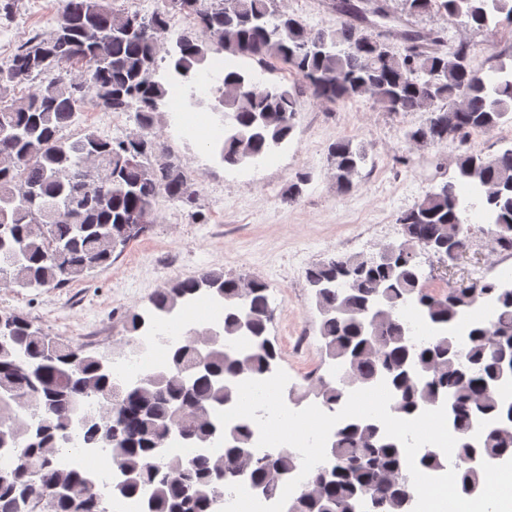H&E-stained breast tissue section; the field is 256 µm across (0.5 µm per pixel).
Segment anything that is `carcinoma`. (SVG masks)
<instances>
[{
	"mask_svg": "<svg viewBox=\"0 0 512 512\" xmlns=\"http://www.w3.org/2000/svg\"><path fill=\"white\" fill-rule=\"evenodd\" d=\"M164 8L143 15L113 7V0H60L55 25L23 41L0 66V278L19 288L58 287L77 281L112 262L113 255L140 237L160 197L190 208L198 224L206 223L200 193L165 143L154 132L169 87L155 79L157 46L175 13L196 18L169 55V68L192 84L212 45L227 54L259 64L277 59L298 82L288 89L250 83L252 75L227 70L213 93L215 112L232 119L220 145L222 160L232 166L252 160L288 141L294 130L297 97L346 103L367 97L386 112H424L427 119L405 132L410 144L438 146L452 136L490 132L512 116V81L502 63L487 71L470 64V45L446 47L439 35L429 41L401 28L402 18L381 16L394 50L374 34L378 25L362 0H334L340 15L336 28L314 30L281 12L275 0H162ZM437 9L449 19L488 29L495 12L512 23V0H404L408 15ZM76 68L67 80L60 72ZM30 84L21 96L16 89ZM135 111L139 131L110 138L87 131L63 135L83 109ZM456 119L448 134V115ZM342 192L365 161L362 147L338 140L329 147ZM457 179L476 191L477 202L459 205L457 185L448 181L425 195L398 218L405 240L385 247L379 263L365 255L338 256L306 271L322 314L320 334L329 355L350 366L337 383L319 379L316 395L331 411L345 404L349 384H375L383 377L402 415L437 406L448 397L454 430L462 437L457 489L465 495L482 490L479 458H512V403L494 393L505 361H512V291L498 282L466 288L430 290L420 281L417 251L454 236L465 237L463 212L481 209L489 233L512 250V149L496 156L468 150L460 155ZM310 174L301 173L282 196L299 198ZM202 291L224 302L220 332L176 347L168 369L136 386H123L100 367V359L78 349L55 345L16 314H4L0 329V451L23 455L27 472L0 468V512H36L50 496L46 512H101L94 483L55 462L59 442L80 435L90 448L109 449L122 474L118 494L149 491L146 512H218L233 473L268 497H280L294 477L299 459L291 451L271 457L248 453L252 424L225 431L224 453L214 455L212 426L201 410L232 405L241 376H262L280 359L267 338L273 318L268 284L257 278L225 276L211 268L178 280L152 297L158 321ZM414 300L433 325L425 344L401 337L403 311ZM496 303L494 331L481 322L468 333L466 354L459 353L448 324L473 307ZM126 332L149 330L140 313L127 317ZM263 336L243 357L230 353L240 336ZM208 352L199 361L200 347ZM202 364L191 384L182 371ZM103 408L90 421L78 414L85 402ZM182 431L200 451L192 457L160 455L165 441ZM327 467L306 477L307 491L294 497L295 512H409L411 477L404 450L394 439L375 434L372 425L346 419L336 425ZM417 467L441 471L448 460L437 450L416 455ZM166 473L157 477V470ZM30 488V500L19 497Z\"/></svg>",
	"mask_w": 512,
	"mask_h": 512,
	"instance_id": "1",
	"label": "carcinoma"
}]
</instances>
